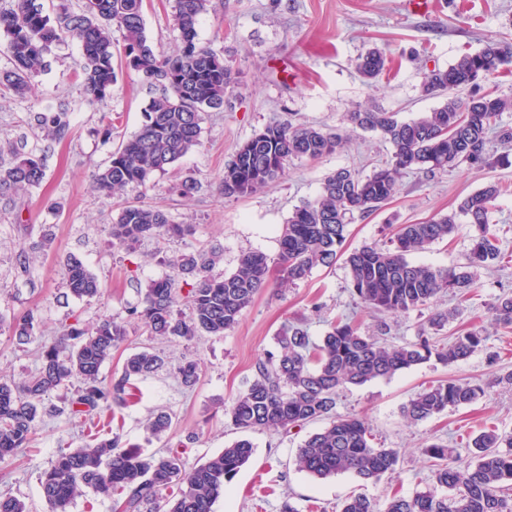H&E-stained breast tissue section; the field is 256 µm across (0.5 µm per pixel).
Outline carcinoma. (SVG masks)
Returning a JSON list of instances; mask_svg holds the SVG:
<instances>
[{
	"instance_id": "1",
	"label": "carcinoma",
	"mask_w": 512,
	"mask_h": 512,
	"mask_svg": "<svg viewBox=\"0 0 512 512\" xmlns=\"http://www.w3.org/2000/svg\"><path fill=\"white\" fill-rule=\"evenodd\" d=\"M211 0H173V20L181 47L172 55L158 53L146 33L144 0H58L54 16L43 12L38 0H11L0 10V51L11 63L0 70V87L23 97L44 71L52 44L77 42L82 49L78 78L86 98L106 104L122 66L133 70L154 94L137 133L121 143L109 164L97 172L93 189L106 195L144 187L158 173L172 168L201 141L202 123L210 112L224 111L234 82L224 58L197 42V25ZM122 34V44L112 31ZM387 56L371 48L358 59L357 70L369 82L387 67ZM512 64V44L492 42L464 54L446 68L424 73L420 93L438 98L430 112L403 119L397 112L358 107L347 113L353 129L377 134L390 146L387 158L368 174L342 167L326 176L320 193L295 207L279 237L273 260L261 251L243 253L234 272L211 274L220 261L215 251L182 254L169 261L172 273L149 281L140 301L129 310L134 324L150 336L191 342L203 336H222L234 328L256 296L268 287L271 268L278 267L279 286L308 278L318 266L329 267L343 254L348 224L369 217L388 204L405 172L430 178L460 164L480 172L512 168V126L503 123L512 112V95L480 88L481 75H492ZM467 90L465 98L459 93ZM54 143L69 133L65 113L38 112L30 117ZM506 151L497 155L490 143ZM346 135L316 125L271 122L237 150L224 167V195L245 196L279 180L295 158L317 160L342 148ZM19 137L3 145L12 160L0 165V189L26 191L43 184L44 159L26 150ZM502 186L486 184L458 203L455 211L423 222L402 224L383 242L365 244L348 253L352 294L367 309L406 314L438 302L448 294L464 301L478 286L479 273L501 258L499 229L489 214ZM465 218L471 247L464 262L438 267L409 259V255L443 241ZM190 224H174L160 207L127 201L109 227L112 247L128 252L147 239L182 238ZM192 280L187 292L181 283ZM63 283L68 293L90 301L100 295L97 276L82 260L66 262ZM461 314L457 308L434 309L417 340L396 344L364 333L352 321L340 320L314 340L305 321L288 322L275 336L276 351L257 361L254 375L228 411L232 425L242 431L291 430L316 421L326 422L308 436L296 453L297 468L317 479L351 473L363 481H380L396 471L399 452L373 443L364 421L336 414L340 391L395 374L431 359L452 364L483 348L487 336L470 329L446 345L430 340ZM493 320L512 329V294L504 293L493 307ZM29 312L13 319L12 335L21 343L34 333ZM129 336V323L101 318L90 326L80 321L64 326L59 336L41 348L40 368L20 383L0 380V461L34 447L36 422L44 400L52 392L72 386L71 414L91 420L127 405L134 378H144L166 364L163 353L144 346L126 358L122 373L102 376L112 350ZM194 360L176 368L180 384L194 386L200 374ZM486 394L480 383L450 379L414 394L402 407L404 417L420 422L449 409L472 404ZM172 426V415L161 412L146 430L161 438ZM472 445L475 464L462 469L448 464L452 450L442 443L424 449L434 463L433 477L442 494L425 490L411 497L394 496L384 508L366 496L347 499L341 512H512V432L485 428ZM254 446L243 438L205 462L186 466L174 450L145 454L121 445L119 436L89 435V443L60 453L40 477L48 512H69L74 502L92 491L122 496L123 512H214L226 484L250 461Z\"/></svg>"
}]
</instances>
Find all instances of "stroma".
<instances>
[{
  "label": "stroma",
  "mask_w": 512,
  "mask_h": 512,
  "mask_svg": "<svg viewBox=\"0 0 512 512\" xmlns=\"http://www.w3.org/2000/svg\"><path fill=\"white\" fill-rule=\"evenodd\" d=\"M144 18L158 53L168 55L179 48L172 0H145ZM197 32L199 42L223 56L236 73L224 109L206 117L194 151L168 173L124 195L106 196L91 185L113 150L138 130L150 103L134 72L120 75L107 104L89 103L75 77L80 47L68 41L52 47L46 71L35 78L27 96L0 91V138L23 134L28 149L48 154L40 187L0 195V377L19 381L36 371L41 346L64 325L76 320L90 325L104 316L127 319L148 281L169 274L168 258L216 249L222 260L215 271L228 274L242 253L258 250L277 257L283 225L296 206L318 194L325 176L341 167L370 172L390 151L373 133L349 131L346 112L375 106L408 119L431 111L436 100L419 93L424 71L448 67L488 42L512 40V0H430L424 15L408 12L405 0H212ZM372 47L385 51L389 69L368 84L356 64ZM59 111L67 112L70 131L63 143L51 146L29 120L36 112ZM105 111L115 124L108 140L99 132ZM277 120L346 130L350 139L343 149L320 159L291 160L281 180L252 194L224 196L225 165L240 145ZM187 177L198 183L192 195L169 194L172 183ZM494 181L503 185L490 214L500 231L501 260L494 270L483 272L480 288L464 303L458 319L437 334L445 343L480 328L488 337L485 349L452 366L432 360L388 379L349 387L337 400L338 414L363 419L377 444L399 449L396 473L377 483L348 474L320 480L299 471L294 458L299 445L321 430V423L288 432H254V455L229 483L215 512H280L287 501L298 512H339L343 500L357 493L380 503L393 495L410 497L435 486L425 446L448 444L463 467L473 461L470 440L484 427L512 431V385L491 382L494 374L512 371V331L499 328L491 317L498 296L512 292V171L477 173L462 165L432 179L403 174L397 194L382 212L350 224L347 246L379 240L388 221L412 224L448 214L463 197ZM126 199L163 207L175 223L193 225L192 235L147 240L131 253L114 251L108 226ZM45 238L50 241L46 249L40 246ZM22 248L36 252L26 268L17 261ZM73 254L97 275L99 297L82 301L67 296L62 277ZM349 279L348 268L339 261L314 268L296 285L269 288L220 338L169 342L132 331L104 364L103 376L120 375L125 358L146 345L163 351L167 365L138 381V396L117 409L113 432L146 453L182 448L190 466L241 439L224 411L252 378L256 361L274 349L283 324L294 318L304 319L315 337L323 336L339 316L352 315L373 334L386 326L387 339L395 343L416 340L429 309L373 313L352 296ZM29 311L37 326L31 340L21 344L9 325ZM492 352L497 355L493 362L488 359ZM185 360L201 365L200 379L189 390L174 373ZM448 379L484 384L486 395L418 423L403 417L401 408L412 395ZM69 395L64 388L53 392L37 421L34 448L0 464V495L24 500L30 512H48L39 477L59 453L82 443L81 423L66 406ZM162 410L171 413L172 428L162 440L148 438L144 425Z\"/></svg>",
  "instance_id": "stroma-1"
}]
</instances>
